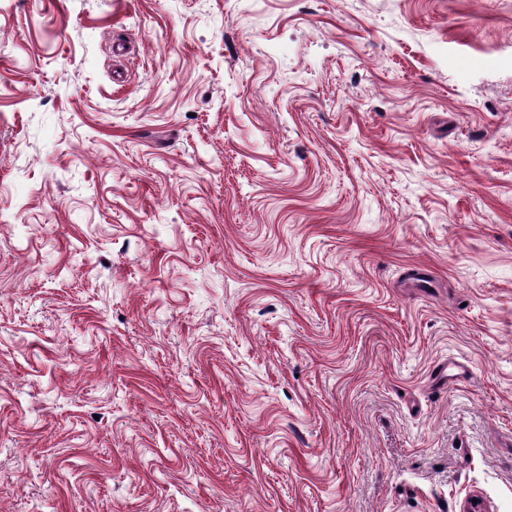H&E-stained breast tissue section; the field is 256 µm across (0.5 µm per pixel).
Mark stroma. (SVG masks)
Instances as JSON below:
<instances>
[{"mask_svg": "<svg viewBox=\"0 0 512 512\" xmlns=\"http://www.w3.org/2000/svg\"><path fill=\"white\" fill-rule=\"evenodd\" d=\"M55 495L512 512V0H0V512Z\"/></svg>", "mask_w": 512, "mask_h": 512, "instance_id": "obj_1", "label": "stroma"}]
</instances>
